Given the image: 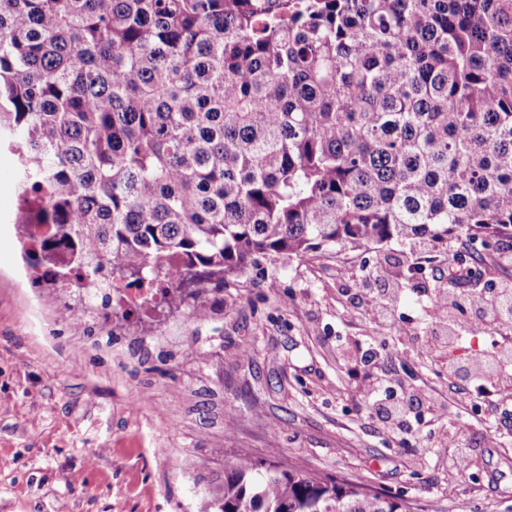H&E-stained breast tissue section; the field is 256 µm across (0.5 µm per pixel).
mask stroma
Returning <instances> with one entry per match:
<instances>
[{
  "instance_id": "obj_1",
  "label": "stroma",
  "mask_w": 512,
  "mask_h": 512,
  "mask_svg": "<svg viewBox=\"0 0 512 512\" xmlns=\"http://www.w3.org/2000/svg\"><path fill=\"white\" fill-rule=\"evenodd\" d=\"M17 205L2 148L0 512H205L225 456L241 452L412 500L416 512H512V384L481 389L464 371L492 340L465 324L448 351L430 340L447 264L471 270L474 292L512 283L499 244L264 256L206 293L204 321L184 306L64 319L57 291L26 274L10 230ZM367 273L399 293L393 329L356 290ZM370 345L381 357L366 367ZM368 380L430 391L448 409L381 423L356 392ZM458 436L471 450L463 471L450 465Z\"/></svg>"
}]
</instances>
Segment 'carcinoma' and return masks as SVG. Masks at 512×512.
Listing matches in <instances>:
<instances>
[{
    "instance_id": "obj_1",
    "label": "carcinoma",
    "mask_w": 512,
    "mask_h": 512,
    "mask_svg": "<svg viewBox=\"0 0 512 512\" xmlns=\"http://www.w3.org/2000/svg\"><path fill=\"white\" fill-rule=\"evenodd\" d=\"M2 145L40 283L154 284L197 320L261 256L508 246L512 0H0ZM204 512L413 510L241 453Z\"/></svg>"
}]
</instances>
